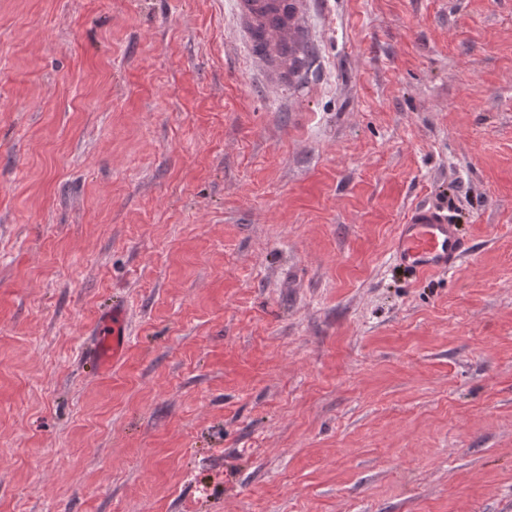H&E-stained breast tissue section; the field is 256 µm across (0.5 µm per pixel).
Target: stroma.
<instances>
[{
    "label": "stroma",
    "mask_w": 512,
    "mask_h": 512,
    "mask_svg": "<svg viewBox=\"0 0 512 512\" xmlns=\"http://www.w3.org/2000/svg\"><path fill=\"white\" fill-rule=\"evenodd\" d=\"M309 22L276 93L231 0H0V512H512V0ZM469 249L448 211L418 204L399 226L393 261L407 274L423 275L456 267ZM126 348V310L119 304L112 305V312L102 318L93 354V362L99 368L116 363Z\"/></svg>",
    "instance_id": "35a3bbf8"
}]
</instances>
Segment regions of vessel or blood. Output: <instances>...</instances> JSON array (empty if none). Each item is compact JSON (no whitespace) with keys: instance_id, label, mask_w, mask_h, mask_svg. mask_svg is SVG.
Returning <instances> with one entry per match:
<instances>
[{"instance_id":"b4317fda","label":"vessel or blood","mask_w":512,"mask_h":512,"mask_svg":"<svg viewBox=\"0 0 512 512\" xmlns=\"http://www.w3.org/2000/svg\"><path fill=\"white\" fill-rule=\"evenodd\" d=\"M310 0H232L246 54L264 67L266 85L281 89L298 80L312 56L307 27ZM470 249L442 208L418 204L400 224L393 261L410 275L456 267ZM126 348V311L113 305L102 318L94 349L98 367L117 362Z\"/></svg>"}]
</instances>
